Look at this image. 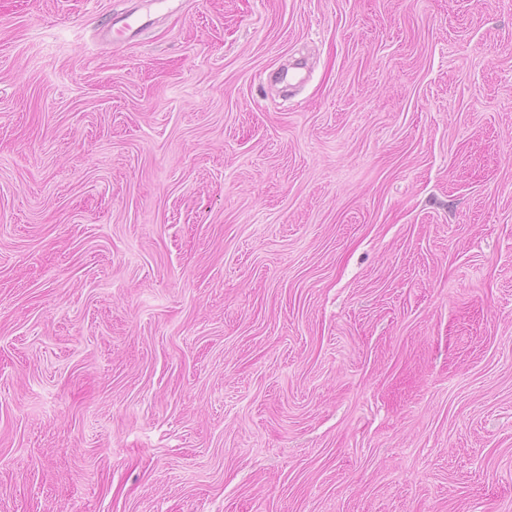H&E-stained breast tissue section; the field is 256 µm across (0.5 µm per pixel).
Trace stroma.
I'll list each match as a JSON object with an SVG mask.
<instances>
[{"instance_id":"obj_1","label":"stroma","mask_w":512,"mask_h":512,"mask_svg":"<svg viewBox=\"0 0 512 512\" xmlns=\"http://www.w3.org/2000/svg\"><path fill=\"white\" fill-rule=\"evenodd\" d=\"M169 2L0 0V512H512V0Z\"/></svg>"}]
</instances>
